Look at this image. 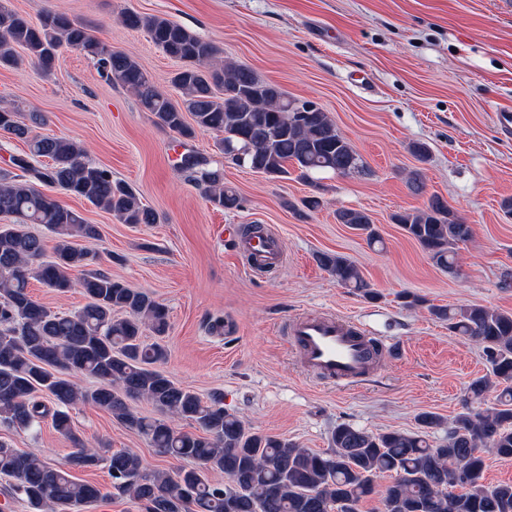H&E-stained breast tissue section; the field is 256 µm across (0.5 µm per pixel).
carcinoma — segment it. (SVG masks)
<instances>
[{
  "label": "carcinoma",
  "instance_id": "cac0c4a2",
  "mask_svg": "<svg viewBox=\"0 0 512 512\" xmlns=\"http://www.w3.org/2000/svg\"><path fill=\"white\" fill-rule=\"evenodd\" d=\"M122 22L145 29L179 63L173 83L181 101L160 92L135 59L112 51L60 11L45 12L35 25L1 3L0 65L17 66L15 49L21 48L48 73L60 49L78 50L97 62L110 83L132 92L158 125L182 137L196 128L220 136L221 150L239 166L271 178L286 177L292 168L306 180L321 172L366 173L322 108L300 111L297 100L278 86L245 65L219 61L212 43L174 21L129 13ZM44 122L38 112L0 101V132L24 142L31 157L50 161L38 169L17 158L23 174L0 171V217L12 220L0 224V425L31 430L49 416L75 445L64 462L51 464L0 441V477L12 480L8 494L20 496L28 512H81L106 497L99 486L73 477L101 465L108 467L112 487L145 512H359L386 476L391 482L383 491L382 512H512V484L483 481L485 454L512 458L511 313L481 304L429 307L432 316L448 322L450 332L480 346L489 365L488 374L470 382L463 411L437 441L430 440V430L442 420L432 412L418 415L414 433H373L339 423L324 453L263 433L224 408L223 395L205 400L155 367L166 349L145 342V331L165 336L167 309L148 293L91 268L95 254L89 245L100 238L98 225L41 192L34 181L81 198L123 224H155L158 216L111 170L91 161L80 142L34 133ZM182 171L214 204L238 207L237 194L224 186V173L203 156L193 155ZM336 220L363 231L371 244L380 241L365 210L340 209ZM393 220L434 265L456 272L457 250L471 238L472 227L445 200L433 195L424 208ZM30 224L50 234L51 255L43 237L28 230ZM315 260L338 283L377 299L346 256L319 252ZM32 278L58 293L78 288L88 302L75 311H54L31 295ZM74 376L92 378L96 385L82 387ZM492 391L497 392L492 406L474 407ZM140 399L156 415L133 412L128 401ZM89 402L145 436L157 454L187 465L173 474L150 471L131 451L88 445L77 436L70 410ZM177 420L196 425L197 432L184 431ZM210 471L224 473L230 487L210 483Z\"/></svg>",
  "mask_w": 512,
  "mask_h": 512
}]
</instances>
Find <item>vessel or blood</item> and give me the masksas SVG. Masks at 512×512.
Returning a JSON list of instances; mask_svg holds the SVG:
<instances>
[{"mask_svg":"<svg viewBox=\"0 0 512 512\" xmlns=\"http://www.w3.org/2000/svg\"><path fill=\"white\" fill-rule=\"evenodd\" d=\"M242 249L255 270H273L282 263L273 236L245 239ZM285 331L290 347L310 375L341 386L366 379L376 368L377 355L394 350L354 321L332 313L295 316Z\"/></svg>","mask_w":512,"mask_h":512,"instance_id":"1","label":"vessel or blood"}]
</instances>
